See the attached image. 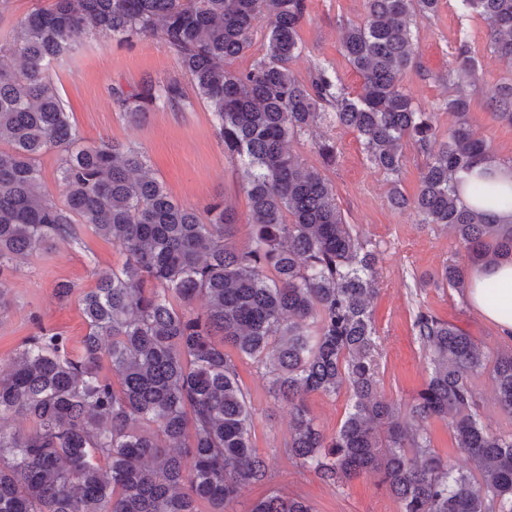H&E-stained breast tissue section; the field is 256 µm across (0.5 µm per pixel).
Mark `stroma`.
Segmentation results:
<instances>
[{
	"mask_svg": "<svg viewBox=\"0 0 512 512\" xmlns=\"http://www.w3.org/2000/svg\"><path fill=\"white\" fill-rule=\"evenodd\" d=\"M364 13V0H310L309 16L299 30L301 52L293 62L297 76L308 78L321 63L338 77L345 91L358 92L361 79L342 53L340 33L347 22L361 20ZM413 32L419 67L404 75L405 93L433 113L439 133H447L455 118L441 111L440 104L449 93L448 69L455 49L459 41H467L480 76L477 85L467 89L468 121L494 159L511 163L512 125L494 119L485 104L498 86L512 81V61L491 54L482 19L464 14L457 0H443L437 15L417 18ZM51 76L79 135L92 142L135 146L183 204L201 211L214 199H223L235 214L232 240L240 245L249 242V204L241 186L240 164L225 154L209 107L198 99L187 112L159 107L133 124L112 104L113 87L130 90L149 79H175L185 91H192L190 78L177 69L162 33L130 45L86 36L70 56L53 64ZM318 127L340 144L335 162H325L308 137L291 140L288 147L334 187L345 222L379 255V292L371 310L383 340L384 396L396 403L409 402L429 378L431 365L413 328L418 309H429L453 323L483 350L512 348V339L501 336L465 295L428 285L429 276L444 263L464 256L453 233L437 224L420 223L413 211L393 210L388 202L390 181L368 160L356 134L324 119ZM124 260L110 241L86 230L80 243L58 244L49 255L32 258L19 271L1 275L5 288L0 291V359L12 356L42 326L79 340L86 324L78 301L73 296L59 300L57 283L93 287L96 271L120 267ZM238 371L254 410L253 442L261 453L275 456L274 487L305 497L314 512H399L397 500L372 476L339 487L301 472L280 452L289 429L287 406L273 404L266 380L250 361H239Z\"/></svg>",
	"mask_w": 512,
	"mask_h": 512,
	"instance_id": "stroma-1",
	"label": "stroma"
}]
</instances>
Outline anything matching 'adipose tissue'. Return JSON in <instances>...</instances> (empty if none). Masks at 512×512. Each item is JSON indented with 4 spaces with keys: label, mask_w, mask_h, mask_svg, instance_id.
Listing matches in <instances>:
<instances>
[{
    "label": "adipose tissue",
    "mask_w": 512,
    "mask_h": 512,
    "mask_svg": "<svg viewBox=\"0 0 512 512\" xmlns=\"http://www.w3.org/2000/svg\"><path fill=\"white\" fill-rule=\"evenodd\" d=\"M479 180L489 194L499 197L512 195V165L491 161L479 165L471 174L463 176L459 184V195L468 207L476 202L469 193V184ZM495 281L499 286L497 297H490L484 284ZM467 298L488 320L494 323L504 336L512 338V258L494 263L479 264L467 290Z\"/></svg>",
    "instance_id": "obj_1"
}]
</instances>
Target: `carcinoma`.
Returning a JSON list of instances; mask_svg holds the SVG:
<instances>
[{
    "label": "carcinoma",
    "instance_id": "1",
    "mask_svg": "<svg viewBox=\"0 0 512 512\" xmlns=\"http://www.w3.org/2000/svg\"><path fill=\"white\" fill-rule=\"evenodd\" d=\"M458 2L486 23L490 52L512 60V0ZM440 4L365 0L362 20L341 36L362 78L357 95L325 65L307 82L292 71L308 0H53L0 33V271L78 242L83 229L126 255L80 292L87 332L77 346L42 328L0 360V512H228L252 483L270 489L249 512H313L304 497L271 486L274 467L252 442L254 412L232 351L264 370L270 397L288 406L284 453L302 471L338 487L375 474L400 512H512V433L481 421L473 383L489 373L494 404L512 419V350L484 352L419 310L415 335L429 379L403 405L385 400L369 310L377 257L345 223L319 170L288 150L331 108L390 178L391 206L447 227L463 248L465 260L445 263L436 287L462 291L476 263L512 257V223L458 196L459 175L489 159L465 121L469 96L460 88L444 99L459 122L443 138L401 85L418 67L412 25ZM259 27L265 52L233 69ZM158 29L214 113L224 152L241 162L253 228L245 246L230 241L234 215L224 203L204 216L179 203L138 149L82 144L51 82L49 65L86 34L127 43ZM455 60L448 83H475L466 41ZM112 103L131 121L157 103L193 107L175 79L131 93L114 87ZM490 106L512 125V84ZM406 142L425 158L412 199L398 184ZM314 145L336 158V140ZM54 148L58 198L40 166ZM343 390L351 409L328 435L308 398ZM403 409L445 422L467 465L441 456L403 422Z\"/></svg>",
    "mask_w": 512,
    "mask_h": 512
}]
</instances>
